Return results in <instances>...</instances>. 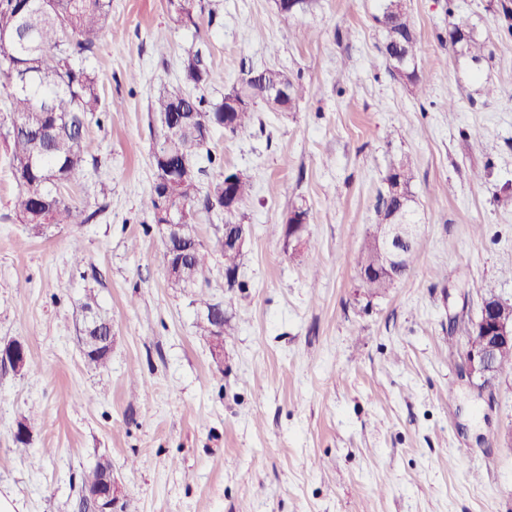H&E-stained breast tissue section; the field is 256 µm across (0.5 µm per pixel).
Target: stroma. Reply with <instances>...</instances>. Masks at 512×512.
Wrapping results in <instances>:
<instances>
[{"label":"stroma","instance_id":"1","mask_svg":"<svg viewBox=\"0 0 512 512\" xmlns=\"http://www.w3.org/2000/svg\"><path fill=\"white\" fill-rule=\"evenodd\" d=\"M201 2L216 19L194 32L167 0H112L87 62L105 106L86 124L92 162L61 189L93 223H20L0 142V341L29 350L26 370L0 367V496L78 512L82 475L106 456L124 512H512V376L480 392L460 375L482 299L512 303V33L497 0H407L422 92L382 53L380 0H307L287 16L275 0ZM456 24L486 39L480 64L454 56ZM194 41L212 100L271 64L305 87L294 112L212 132L223 169L253 183L238 284L214 253L202 285L233 327L219 366L142 208L148 102L181 84ZM404 156L423 245L371 297L358 257ZM296 206L308 221L292 250ZM89 292L112 322L100 368L79 341Z\"/></svg>","mask_w":512,"mask_h":512}]
</instances>
